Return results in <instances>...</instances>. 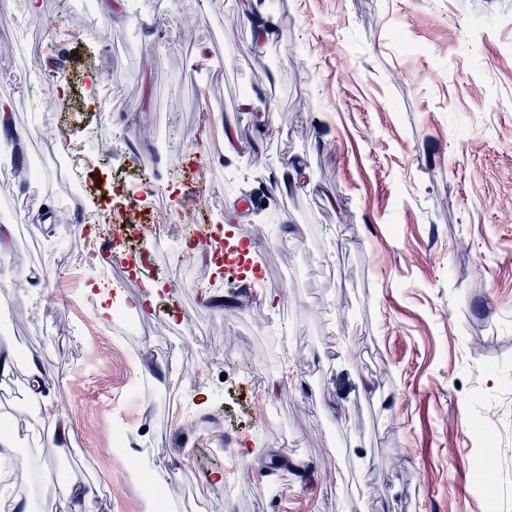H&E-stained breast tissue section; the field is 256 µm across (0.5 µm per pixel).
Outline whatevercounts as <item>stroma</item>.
<instances>
[{"instance_id": "1", "label": "stroma", "mask_w": 512, "mask_h": 512, "mask_svg": "<svg viewBox=\"0 0 512 512\" xmlns=\"http://www.w3.org/2000/svg\"><path fill=\"white\" fill-rule=\"evenodd\" d=\"M264 2L259 52L243 0H68L112 40L51 53L59 0L0 9V152L41 168L0 183V353L36 360L72 428L49 439L27 378L0 375V512H57L53 481L93 486L96 512H145L136 472L166 473L169 512H512V0ZM64 74L74 172L94 181L77 200L38 101ZM292 163L306 185L275 193ZM116 169L182 203L211 186V222L247 250L218 276L186 225L162 227L153 261L180 305L155 298L134 335L88 296L131 306L152 286L113 289L120 270L74 227L111 210ZM34 200L49 223L21 222ZM20 453L40 491L5 479Z\"/></svg>"}]
</instances>
